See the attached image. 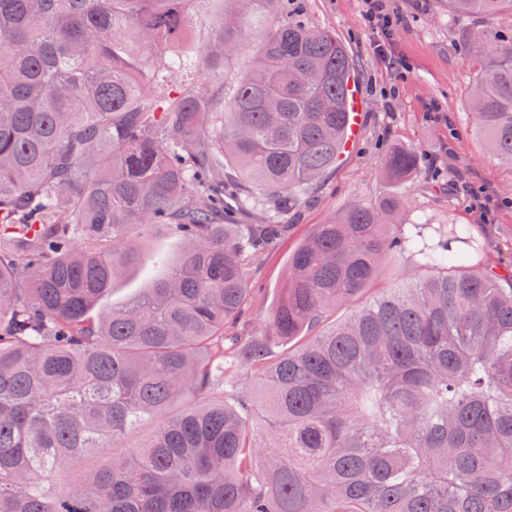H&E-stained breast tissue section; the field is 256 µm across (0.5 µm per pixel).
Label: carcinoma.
I'll return each mask as SVG.
<instances>
[{
    "mask_svg": "<svg viewBox=\"0 0 512 512\" xmlns=\"http://www.w3.org/2000/svg\"><path fill=\"white\" fill-rule=\"evenodd\" d=\"M193 2L0 0V512H512V271L474 225L354 206L288 257L260 333L224 335L248 262L344 152L358 80L296 5L250 71L202 91L187 76L224 72L243 32L226 14L185 41ZM464 46L486 59L472 125L512 166V28ZM419 166L386 156L395 182ZM256 190L264 214L241 224ZM154 224L187 251L92 317ZM403 254L414 273L385 268Z\"/></svg>",
    "mask_w": 512,
    "mask_h": 512,
    "instance_id": "carcinoma-1",
    "label": "carcinoma"
}]
</instances>
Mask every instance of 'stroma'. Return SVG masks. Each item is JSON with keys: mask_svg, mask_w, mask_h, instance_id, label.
<instances>
[{"mask_svg": "<svg viewBox=\"0 0 512 512\" xmlns=\"http://www.w3.org/2000/svg\"><path fill=\"white\" fill-rule=\"evenodd\" d=\"M385 5L401 19L388 41L394 53L412 66L400 83L373 49L377 35L364 24L361 0H301L305 20L334 30L354 59L365 103L361 133L345 160L292 216L294 228L288 237L251 261L250 323L230 327V334L243 336L263 328L285 285L288 258L312 225L355 205L376 206L390 195L399 201L393 214L398 223L473 224L477 216L464 184L469 180L486 184L502 200L492 223L483 227L490 253L498 266L512 269V167L489 155L466 113L480 63L463 49L465 29L485 25L486 20L476 16L463 27L449 24L447 0H385ZM281 10L280 0H268L248 15L252 36L225 60V78L253 66L259 38ZM391 89L396 92L392 98L387 95ZM431 99L442 103V121L430 120L425 104ZM394 148L412 149L421 157L420 173L403 185L389 184L383 175L385 154ZM183 249L181 237L153 228L141 245L138 261L99 301V308L108 310L138 296L148 283L164 276L167 264L176 262ZM160 255L165 258L161 264L156 261Z\"/></svg>", "mask_w": 512, "mask_h": 512, "instance_id": "obj_1", "label": "stroma"}]
</instances>
